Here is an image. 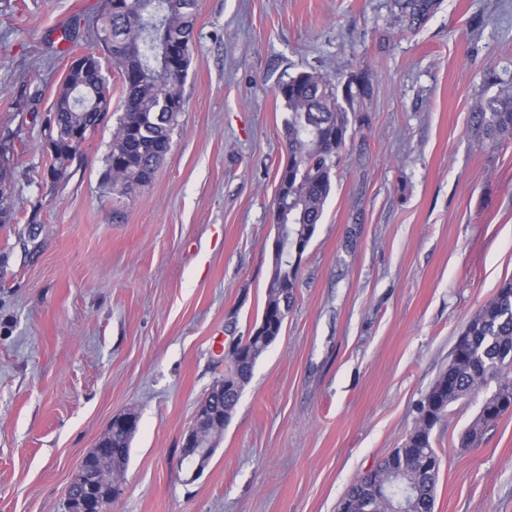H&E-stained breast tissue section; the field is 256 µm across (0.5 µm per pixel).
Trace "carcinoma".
Returning a JSON list of instances; mask_svg holds the SVG:
<instances>
[{"label":"carcinoma","instance_id":"1","mask_svg":"<svg viewBox=\"0 0 512 512\" xmlns=\"http://www.w3.org/2000/svg\"><path fill=\"white\" fill-rule=\"evenodd\" d=\"M397 19L405 29L428 20L437 0H394ZM196 17V0H104L96 24L103 54L94 51L83 63L67 71L48 119L50 153L48 177L58 182L69 169L92 133L107 123L110 86L104 64L117 69L124 90L121 114L112 134L103 190L127 196L150 182L159 162L171 148V132L184 111L183 88L188 76L190 47ZM174 46L172 64L162 50ZM495 94L475 102L476 129L492 143L512 139V80L490 73ZM369 78L362 73L340 88L316 71H301L277 85V95L288 111L284 122L287 162L279 168L275 199L288 197V244L307 249L320 223L332 189L337 159L346 146L349 112L354 100L367 93ZM20 153L0 160V223L13 219V207L5 197L7 168ZM298 270L289 263H273L260 318L251 343L241 358L224 359V416L231 417L253 368L281 335L293 308ZM463 344L453 349L448 370L434 381L418 407V416L402 447L394 449L378 466L397 472L391 489L374 488L367 477H358L341 502L359 505L358 512H434L441 458L433 446V430L457 401L496 387L484 399L479 412L461 435L460 445L471 443L488 425L512 410V279L505 281L464 327ZM132 434L112 428L101 438L93 463L101 480L111 484L121 477Z\"/></svg>","mask_w":512,"mask_h":512}]
</instances>
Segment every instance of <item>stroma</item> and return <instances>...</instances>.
<instances>
[{
  "mask_svg": "<svg viewBox=\"0 0 512 512\" xmlns=\"http://www.w3.org/2000/svg\"><path fill=\"white\" fill-rule=\"evenodd\" d=\"M101 0H0V145L21 149L0 224V512H63L113 415L139 418L112 512H337L412 429L467 322L512 279V142L472 122L512 78V0H198L185 110L152 180L117 198L113 125L51 183L46 122ZM364 72L296 302L200 475L180 469L221 346L271 272L277 84ZM480 401L433 431L434 512H512V413L458 445ZM397 19L403 29H413L428 20L437 6L436 0H394Z\"/></svg>",
  "mask_w": 512,
  "mask_h": 512,
  "instance_id": "stroma-1",
  "label": "stroma"
}]
</instances>
